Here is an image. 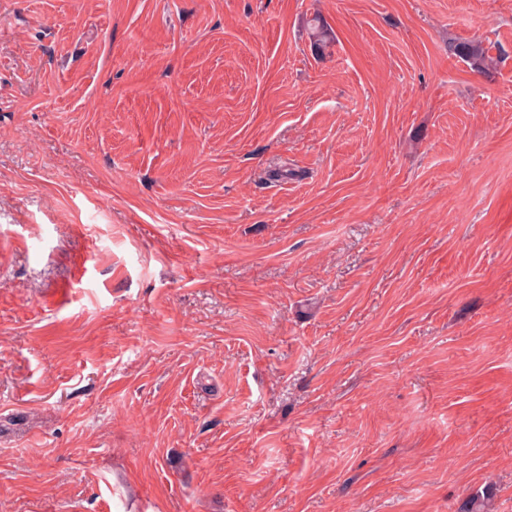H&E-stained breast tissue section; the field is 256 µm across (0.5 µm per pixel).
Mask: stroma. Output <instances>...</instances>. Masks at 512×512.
<instances>
[{
  "instance_id": "obj_1",
  "label": "stroma",
  "mask_w": 512,
  "mask_h": 512,
  "mask_svg": "<svg viewBox=\"0 0 512 512\" xmlns=\"http://www.w3.org/2000/svg\"><path fill=\"white\" fill-rule=\"evenodd\" d=\"M488 489L512 512V0H0V512ZM313 22L314 24L310 28L311 46L317 57H323L326 54L327 47L333 40L331 28L321 17L316 16ZM492 47L481 40H463L452 46L453 54L469 64L470 68L482 75L490 76L495 68L497 58L491 53ZM496 60V61H495Z\"/></svg>"
}]
</instances>
